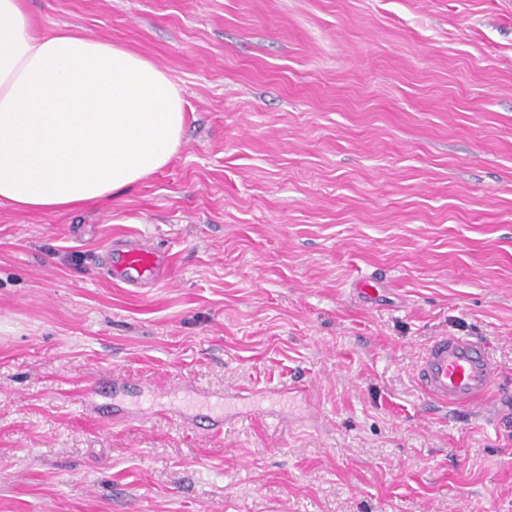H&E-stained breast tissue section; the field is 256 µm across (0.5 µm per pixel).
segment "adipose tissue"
Listing matches in <instances>:
<instances>
[{"label": "adipose tissue", "mask_w": 512, "mask_h": 512, "mask_svg": "<svg viewBox=\"0 0 512 512\" xmlns=\"http://www.w3.org/2000/svg\"><path fill=\"white\" fill-rule=\"evenodd\" d=\"M181 87L128 47L36 31L0 0V205L60 213L112 199L170 164Z\"/></svg>", "instance_id": "obj_1"}]
</instances>
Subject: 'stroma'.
I'll return each instance as SVG.
<instances>
[{"label":"stroma","mask_w":512,"mask_h":512,"mask_svg":"<svg viewBox=\"0 0 512 512\" xmlns=\"http://www.w3.org/2000/svg\"><path fill=\"white\" fill-rule=\"evenodd\" d=\"M26 7L187 118L110 203L0 207V512H512V0ZM119 238L170 276L110 279ZM444 334L485 342L484 409L419 388Z\"/></svg>","instance_id":"stroma-1"}]
</instances>
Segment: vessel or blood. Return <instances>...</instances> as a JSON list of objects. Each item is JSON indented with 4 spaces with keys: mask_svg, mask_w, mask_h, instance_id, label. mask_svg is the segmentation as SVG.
<instances>
[{
    "mask_svg": "<svg viewBox=\"0 0 512 512\" xmlns=\"http://www.w3.org/2000/svg\"><path fill=\"white\" fill-rule=\"evenodd\" d=\"M106 264L130 288L154 287L169 265L164 255L137 240L108 249ZM496 368L481 340L473 336H438L427 346L417 371L421 389L444 407L470 406L488 395Z\"/></svg>",
    "mask_w": 512,
    "mask_h": 512,
    "instance_id": "vessel-or-blood-1",
    "label": "vessel or blood"
}]
</instances>
